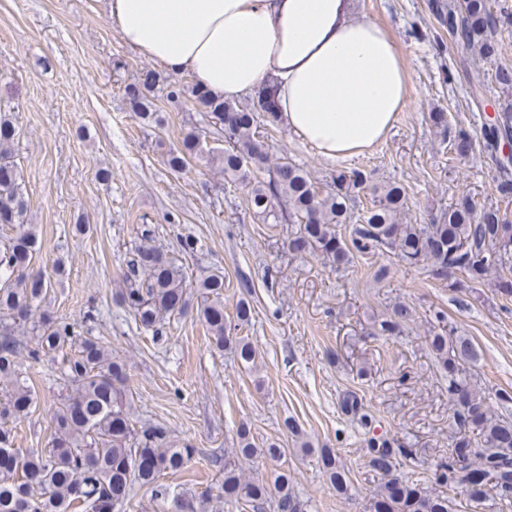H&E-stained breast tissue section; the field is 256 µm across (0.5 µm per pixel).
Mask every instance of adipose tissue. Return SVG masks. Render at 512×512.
I'll return each instance as SVG.
<instances>
[{
    "label": "adipose tissue",
    "instance_id": "adipose-tissue-1",
    "mask_svg": "<svg viewBox=\"0 0 512 512\" xmlns=\"http://www.w3.org/2000/svg\"><path fill=\"white\" fill-rule=\"evenodd\" d=\"M126 44L233 100L266 79L278 117L329 158L381 142L409 102L397 46L350 0H109Z\"/></svg>",
    "mask_w": 512,
    "mask_h": 512
}]
</instances>
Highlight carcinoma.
Here are the masks:
<instances>
[{
    "label": "carcinoma",
    "mask_w": 512,
    "mask_h": 512,
    "mask_svg": "<svg viewBox=\"0 0 512 512\" xmlns=\"http://www.w3.org/2000/svg\"><path fill=\"white\" fill-rule=\"evenodd\" d=\"M436 15L454 40L490 59L499 53L498 29L512 25V0H497L495 11L489 0H450L436 5ZM494 79L502 100L494 117L483 124L481 135L495 162L497 190L507 200L512 198V159L499 150L512 143V66H498ZM158 83L157 72L143 69L125 87L132 110L148 124L162 123L155 103ZM183 94L223 131L224 148L212 159L220 162L230 180L247 188L253 215L264 224L298 226L286 241L292 254L317 255L340 270L352 263L354 253L378 249L405 265L425 264L429 276L458 290L488 280L512 264V216L499 206L480 204L466 193L430 223L405 224L400 215L408 208L407 195L397 182L371 187L372 205L359 215L351 226L350 241H345L341 230L352 219L355 190L365 188L368 176L359 169H340L332 175L329 190L322 192L310 173L284 155L274 156V145L256 132L255 125L259 112L265 113L269 125L279 122L273 86L259 91L249 107L217 98L195 83L168 92L170 97ZM15 134L12 118L1 113L0 226L15 228V235L0 249V379L13 383L9 397L0 401V512H125L137 486L150 489L157 500L173 501L174 512H207L211 501L224 497L250 504L253 512H264L271 498L275 512H303L288 474L277 475L271 489L240 468V456L271 461L281 456L274 443L256 447L244 423L237 431L239 446L224 454V469L214 486L189 495L164 482V476L187 468L196 449L174 446L169 428L162 423L135 429L126 363L112 357V350L99 339L83 335L77 323L40 310L50 282L40 273L27 272L36 239L24 228L22 175L11 149ZM199 145L200 134L187 133L181 148L167 153L169 168L183 171ZM473 147L469 131H456L451 149L458 157H468ZM154 235L150 228L142 230L141 243L127 262L120 304L137 325L154 333L165 320L193 310L210 332L215 349L232 346L242 364L255 367V347L232 332V322H249L250 302L239 300L235 320H230L224 313V274L210 273L194 284L187 282L183 266L152 245ZM412 316L408 306L397 303L376 334L397 335ZM435 318L442 327L428 341L448 377L457 451L435 464V487L428 489L416 481L391 477L404 449L386 437H370L369 463L385 481L369 499L368 512H455L448 491L464 488L477 509L484 504L481 486L488 483L499 500L512 503V421L492 416L485 395L471 383L469 369L480 358L474 344L464 336L448 334L444 314ZM25 333L35 340L28 351L18 339ZM24 353L34 360L61 355V377L67 386L54 412L49 447L37 452L14 447L12 423L27 415L34 401L31 390L20 382ZM340 408L347 415L360 416L364 426L371 425L356 393H345ZM319 458L336 492L348 494L346 462L332 448L319 449Z\"/></svg>",
    "instance_id": "obj_1"
}]
</instances>
